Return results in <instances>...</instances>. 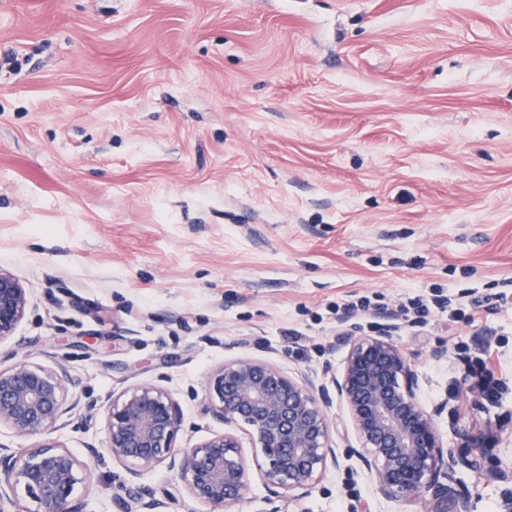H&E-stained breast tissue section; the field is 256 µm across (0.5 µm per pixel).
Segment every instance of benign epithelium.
Masks as SVG:
<instances>
[{"label": "benign epithelium", "mask_w": 512, "mask_h": 512, "mask_svg": "<svg viewBox=\"0 0 512 512\" xmlns=\"http://www.w3.org/2000/svg\"><path fill=\"white\" fill-rule=\"evenodd\" d=\"M27 307L26 288L0 271V341L14 335ZM72 383L62 365L49 371L20 361L0 368V425L23 437L52 430L66 416L82 426L95 404L67 401ZM416 385L411 363L390 335L380 333L349 340L342 371L329 387L307 375L291 378L264 361L239 360L215 369L206 392L216 420L248 428L257 467L277 498L283 492L310 493L327 466L338 463L327 411L336 397L349 413L355 452L376 494L426 497L429 512H468L457 473L483 467L485 453L470 447L461 426L454 433L471 453L444 449L433 415L418 402ZM104 418L108 454L126 467L115 498L119 512H160L175 500L136 484L141 469L162 464L178 473L206 512H228L244 498L248 468L236 435L226 430L201 444L176 447L182 418L162 388H132L110 400ZM90 474L89 464L61 445L0 446V512H20V491L36 503L37 512H84L74 493Z\"/></svg>", "instance_id": "obj_1"}]
</instances>
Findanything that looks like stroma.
<instances>
[{"mask_svg":"<svg viewBox=\"0 0 512 512\" xmlns=\"http://www.w3.org/2000/svg\"><path fill=\"white\" fill-rule=\"evenodd\" d=\"M0 271L28 313L0 367L64 365L68 399L167 390L178 446L224 426L208 374L235 360L329 381L347 338L316 317L349 295L499 292L512 280V0H0ZM501 362L465 377L481 337L433 320L396 342L469 512H506L512 309L489 314ZM338 466L286 512H423L376 495L345 408ZM85 459L102 418L0 445ZM75 497L116 512L122 465Z\"/></svg>","mask_w":512,"mask_h":512,"instance_id":"obj_1","label":"stroma"}]
</instances>
